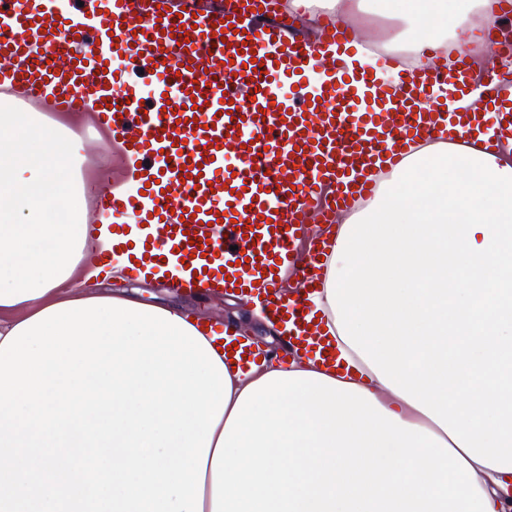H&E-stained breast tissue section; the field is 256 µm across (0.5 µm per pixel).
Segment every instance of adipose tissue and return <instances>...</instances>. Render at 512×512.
I'll use <instances>...</instances> for the list:
<instances>
[{"label": "adipose tissue", "mask_w": 512, "mask_h": 512, "mask_svg": "<svg viewBox=\"0 0 512 512\" xmlns=\"http://www.w3.org/2000/svg\"><path fill=\"white\" fill-rule=\"evenodd\" d=\"M395 48H462L497 25L494 0H390ZM67 135L0 113V342L48 307L92 298L83 185ZM512 141H434L376 200L326 229L310 316L336 359L229 369L203 512H512ZM431 168L433 176L419 174ZM66 186L70 221L43 191Z\"/></svg>", "instance_id": "obj_1"}]
</instances>
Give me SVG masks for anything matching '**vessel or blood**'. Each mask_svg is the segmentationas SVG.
I'll return each mask as SVG.
<instances>
[{"label": "vessel or blood", "instance_id": "1", "mask_svg": "<svg viewBox=\"0 0 512 512\" xmlns=\"http://www.w3.org/2000/svg\"><path fill=\"white\" fill-rule=\"evenodd\" d=\"M347 42L333 20L299 37L274 0H0V109L92 114L138 171L104 182L87 214L111 224L130 272L174 260L184 275L170 288L263 295L273 320L303 325L288 340L299 352L319 330L281 280L297 264L305 292L321 285L325 249L295 259L309 220L375 195V167L423 134L452 140L486 115L498 130L486 149L512 140V71L485 72L478 97L461 56L396 90L376 77L394 59L340 69ZM437 85L471 105L444 111Z\"/></svg>", "mask_w": 512, "mask_h": 512}]
</instances>
